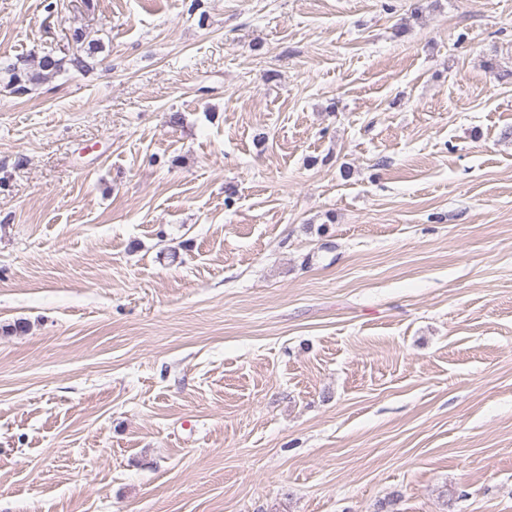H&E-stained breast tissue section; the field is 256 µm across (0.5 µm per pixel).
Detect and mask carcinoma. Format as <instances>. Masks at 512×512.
Wrapping results in <instances>:
<instances>
[{
	"mask_svg": "<svg viewBox=\"0 0 512 512\" xmlns=\"http://www.w3.org/2000/svg\"><path fill=\"white\" fill-rule=\"evenodd\" d=\"M71 39L74 44L82 45L85 43L86 33L77 28L71 33ZM95 50L96 47L90 42L87 44V47L83 48L86 56L83 57L79 54H75L66 59L57 56L52 49H45L42 51V55L38 57L37 65L33 67L29 66L27 60L20 58L17 62L5 68V73L8 75L6 87L16 95H25L30 91V87L61 72L65 69V65L67 64L77 70L87 68V59L94 55Z\"/></svg>",
	"mask_w": 512,
	"mask_h": 512,
	"instance_id": "carcinoma-1",
	"label": "carcinoma"
}]
</instances>
